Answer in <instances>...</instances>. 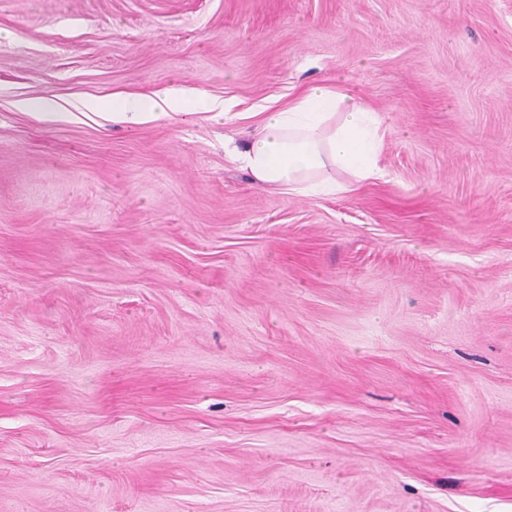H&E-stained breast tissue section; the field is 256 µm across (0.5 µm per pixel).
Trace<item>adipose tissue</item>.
I'll list each match as a JSON object with an SVG mask.
<instances>
[{"instance_id": "ef3b65f1", "label": "adipose tissue", "mask_w": 512, "mask_h": 512, "mask_svg": "<svg viewBox=\"0 0 512 512\" xmlns=\"http://www.w3.org/2000/svg\"><path fill=\"white\" fill-rule=\"evenodd\" d=\"M184 98L172 89L151 96L117 97L113 119L129 125L182 113ZM383 131L376 112L341 85L315 84L287 105L259 113L245 149L227 156L259 186L295 195H337L383 178Z\"/></svg>"}]
</instances>
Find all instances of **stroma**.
<instances>
[{"label":"stroma","mask_w":512,"mask_h":512,"mask_svg":"<svg viewBox=\"0 0 512 512\" xmlns=\"http://www.w3.org/2000/svg\"><path fill=\"white\" fill-rule=\"evenodd\" d=\"M0 29V512H512V0H0ZM336 82L383 179L227 159ZM170 86L189 116L113 121Z\"/></svg>","instance_id":"35a3bbf8"}]
</instances>
